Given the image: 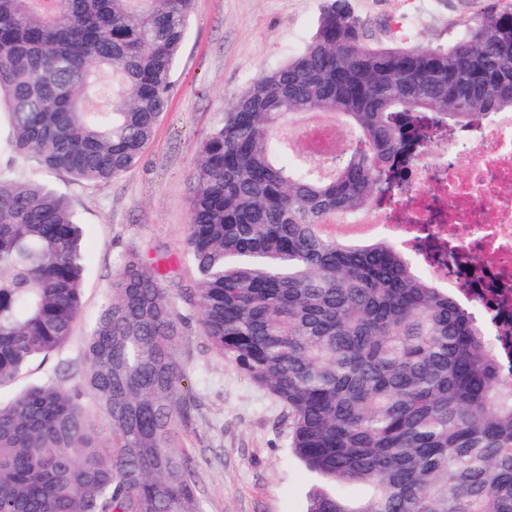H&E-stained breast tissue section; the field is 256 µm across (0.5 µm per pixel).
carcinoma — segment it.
Instances as JSON below:
<instances>
[{
  "label": "carcinoma",
  "instance_id": "1",
  "mask_svg": "<svg viewBox=\"0 0 512 512\" xmlns=\"http://www.w3.org/2000/svg\"><path fill=\"white\" fill-rule=\"evenodd\" d=\"M194 0H0V384L68 340L81 227L15 160L84 183L132 168L174 86ZM512 111V3L450 46L369 43L331 4L305 49L253 79L198 142L187 253L208 342L288 407L291 448L336 484L308 512H512V378L474 313L395 244L351 245L327 217L370 206L424 123ZM338 114L362 147L329 178L290 159L293 116ZM154 259L131 254L86 342L87 391L59 381L0 405V512H203L173 451L184 368ZM110 449H102V431ZM367 496L350 501L343 488Z\"/></svg>",
  "mask_w": 512,
  "mask_h": 512
}]
</instances>
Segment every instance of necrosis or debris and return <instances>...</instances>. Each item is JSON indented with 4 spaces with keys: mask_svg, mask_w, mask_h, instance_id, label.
<instances>
[{
    "mask_svg": "<svg viewBox=\"0 0 512 512\" xmlns=\"http://www.w3.org/2000/svg\"><path fill=\"white\" fill-rule=\"evenodd\" d=\"M312 157L328 164L355 148L338 125L307 127ZM428 144L412 145L399 161L402 193L383 206L336 216L329 233L346 241L384 236L433 281L476 305L489 336L512 338V113L491 114L472 148L468 169L448 161L457 125L431 129Z\"/></svg>",
    "mask_w": 512,
    "mask_h": 512,
    "instance_id": "1",
    "label": "necrosis or debris"
}]
</instances>
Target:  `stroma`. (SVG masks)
Wrapping results in <instances>:
<instances>
[{
	"mask_svg": "<svg viewBox=\"0 0 512 512\" xmlns=\"http://www.w3.org/2000/svg\"><path fill=\"white\" fill-rule=\"evenodd\" d=\"M329 0H195L167 110L140 161L122 176L78 183L67 174L24 165L28 180L65 196L81 227V315L68 341L0 385L9 402L31 387L66 376L83 390L85 343L108 301L115 273L131 252L156 257L189 321L178 360L190 407L174 450L197 475L204 512H307L314 492L333 491L290 448L287 407L255 383L203 335L195 319L196 274L185 249L190 173L196 144L248 82L284 64L316 32ZM372 43L448 45L484 7L483 0H347Z\"/></svg>",
	"mask_w": 512,
	"mask_h": 512,
	"instance_id": "35a3bbf8",
	"label": "stroma"
}]
</instances>
